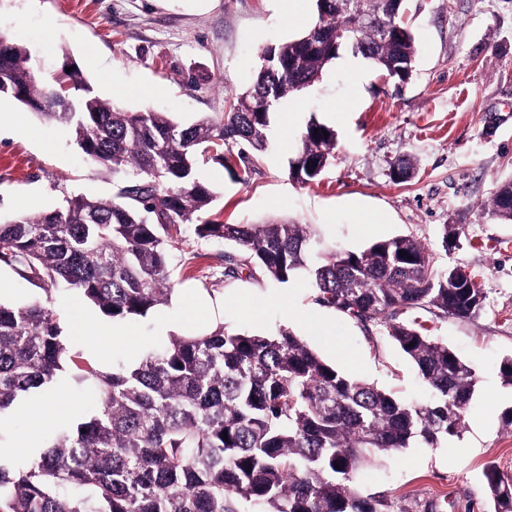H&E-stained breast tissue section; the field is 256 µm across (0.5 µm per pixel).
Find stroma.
<instances>
[{
    "mask_svg": "<svg viewBox=\"0 0 512 512\" xmlns=\"http://www.w3.org/2000/svg\"><path fill=\"white\" fill-rule=\"evenodd\" d=\"M303 25L291 28L282 0H0V38L26 47L33 65L54 76L71 56L96 94L129 110L171 113L184 123L224 110L225 95L244 89L264 48L302 35L316 19L312 0ZM405 19L416 38L413 72L398 84L344 52L313 86L283 100L268 149L241 182L233 169L204 163L200 176L218 194L215 218L259 224L272 217L309 225L319 251H359L373 241L409 235L440 267L478 274L483 310L470 319L418 317L428 336L448 345L476 371L478 385L459 435L437 448L414 446L361 470L356 486L382 498L386 512H490L487 465L512 478V386L500 364L512 356V223L484 207L512 180V0H407ZM26 131L0 138V222L22 212L45 213L64 197L112 196L111 173L95 170L70 130L26 113ZM337 132L336 157L320 183L289 180L286 144L310 120ZM414 175L395 182L397 159ZM457 238H442L445 226ZM231 246L192 239L174 256L168 305L121 321L120 336L88 339V324H115L79 295H45L40 285L0 264V301L49 298L61 309L69 343L104 372L136 362L170 335L194 336L221 326L272 335L288 329L324 360L374 383L400 400L431 398L416 368L382 326L361 324L322 306L305 276L280 283L224 274ZM54 415L21 406L0 413L10 441L45 448L51 432L70 428L98 408L90 388L69 384Z\"/></svg>",
    "mask_w": 512,
    "mask_h": 512,
    "instance_id": "35a3bbf8",
    "label": "stroma"
}]
</instances>
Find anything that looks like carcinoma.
<instances>
[{
  "instance_id": "cac0c4a2",
  "label": "carcinoma",
  "mask_w": 512,
  "mask_h": 512,
  "mask_svg": "<svg viewBox=\"0 0 512 512\" xmlns=\"http://www.w3.org/2000/svg\"><path fill=\"white\" fill-rule=\"evenodd\" d=\"M317 19L299 38L268 47L252 84L225 99L224 112L183 125L167 112L131 111L100 98L79 66L51 81L12 44L0 54V96L67 126L96 170L112 172L110 199L65 198L48 213L22 212L0 224V263L51 288L72 290L114 320L144 317L168 303L170 247L199 239L231 243L224 276L243 271L279 282L305 269L316 300L361 322L385 325L432 393L407 403L322 359L295 333L172 336L166 346L110 373L68 346L61 316L47 302L0 301V413L59 373L95 389L99 407L70 430L54 432L46 452L23 470L0 465V512H383L360 494L357 472L420 444L437 448L461 432L478 385L474 368L448 346L397 315L423 309L471 318L485 296L476 274L458 281L416 239L400 235L360 252L308 263L309 225L286 219L224 224L209 218L213 189L200 158L221 166L227 152L249 174L267 149L274 111L322 75L343 50L390 79L406 82L416 40L404 0H376L379 23L361 20L358 0H314ZM319 133H314V130ZM336 132L310 121L288 176L319 181L335 157ZM512 222V182L485 204ZM405 251L402 257L399 251ZM493 512H512V479L484 471Z\"/></svg>"
}]
</instances>
